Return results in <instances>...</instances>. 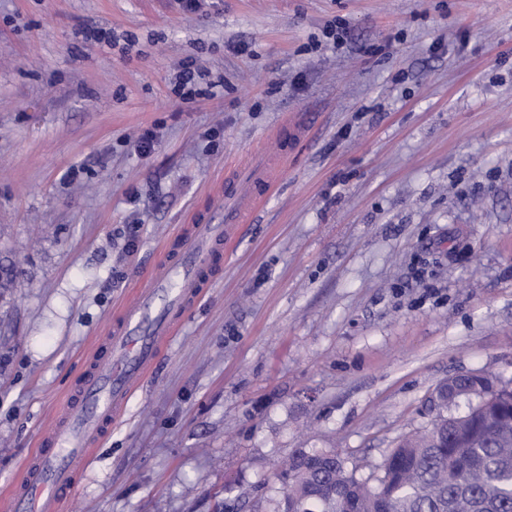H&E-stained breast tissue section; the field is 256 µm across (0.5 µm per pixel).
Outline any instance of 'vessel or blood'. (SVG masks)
Returning <instances> with one entry per match:
<instances>
[{
  "label": "vessel or blood",
  "instance_id": "b4317fda",
  "mask_svg": "<svg viewBox=\"0 0 512 512\" xmlns=\"http://www.w3.org/2000/svg\"><path fill=\"white\" fill-rule=\"evenodd\" d=\"M274 185L275 178L266 169L233 168L224 187L223 223L213 224L195 214L166 241L164 250L171 258L172 276L181 280L180 290L170 289L166 279L157 277L124 306L110 339L112 358L69 400L64 418L25 463L7 512H61L78 465L89 460L127 397L154 364L161 344L174 335L177 313L204 287L210 254L231 243Z\"/></svg>",
  "mask_w": 512,
  "mask_h": 512
}]
</instances>
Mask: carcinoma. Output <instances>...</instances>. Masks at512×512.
Wrapping results in <instances>:
<instances>
[{
	"instance_id": "carcinoma-1",
	"label": "carcinoma",
	"mask_w": 512,
	"mask_h": 512,
	"mask_svg": "<svg viewBox=\"0 0 512 512\" xmlns=\"http://www.w3.org/2000/svg\"><path fill=\"white\" fill-rule=\"evenodd\" d=\"M17 273L0 264V296ZM462 414L437 413L358 479L332 448H297L279 479L291 512H512V384L483 370L452 378Z\"/></svg>"
}]
</instances>
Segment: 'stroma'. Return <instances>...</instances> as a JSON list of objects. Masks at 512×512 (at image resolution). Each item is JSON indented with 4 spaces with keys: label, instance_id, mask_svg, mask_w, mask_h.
<instances>
[{
    "label": "stroma",
    "instance_id": "1",
    "mask_svg": "<svg viewBox=\"0 0 512 512\" xmlns=\"http://www.w3.org/2000/svg\"><path fill=\"white\" fill-rule=\"evenodd\" d=\"M306 112L70 512H264L292 449L364 479L448 377L512 380V0H0V502L167 238Z\"/></svg>",
    "mask_w": 512,
    "mask_h": 512
}]
</instances>
